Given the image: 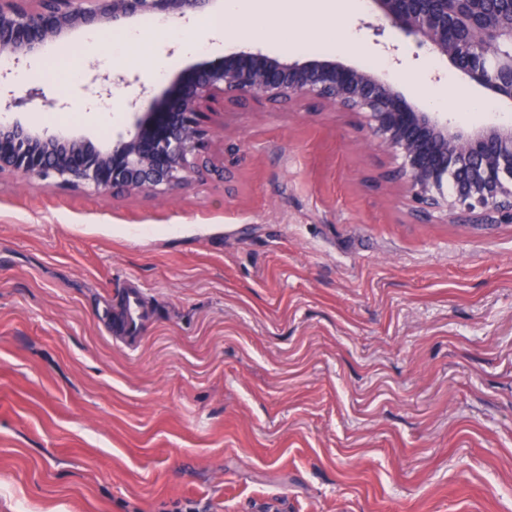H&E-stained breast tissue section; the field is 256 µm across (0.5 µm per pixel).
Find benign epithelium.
I'll use <instances>...</instances> for the list:
<instances>
[{"instance_id": "1", "label": "benign epithelium", "mask_w": 512, "mask_h": 512, "mask_svg": "<svg viewBox=\"0 0 512 512\" xmlns=\"http://www.w3.org/2000/svg\"><path fill=\"white\" fill-rule=\"evenodd\" d=\"M211 0H0V50L13 68L0 71V175L20 173L49 187L164 196L193 175L226 170L209 154L206 116L227 102L276 105L318 100L360 118L397 163L404 196L422 223H512V120L469 128L411 105L395 79L334 60L290 62L259 50L215 56L177 77L163 95L142 85L130 101V122L96 146L90 139L26 126L14 111L45 98L32 86L11 88L45 42L73 30L101 29L135 17L187 18ZM376 34L397 29L422 52L436 53L469 81L512 103V0L508 11L482 21L489 0H373ZM98 97L130 84L123 74L95 76Z\"/></svg>"}]
</instances>
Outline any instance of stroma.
<instances>
[{
	"label": "stroma",
	"instance_id": "stroma-1",
	"mask_svg": "<svg viewBox=\"0 0 512 512\" xmlns=\"http://www.w3.org/2000/svg\"><path fill=\"white\" fill-rule=\"evenodd\" d=\"M340 4L290 61L383 72ZM171 64L207 60L135 18ZM356 30L357 42L347 33ZM45 45L17 118L102 140L90 77L148 56ZM398 89L463 125L512 105L403 51ZM486 101V112L464 106ZM215 164L164 198L0 176V512H512V224L417 222L386 153L316 102L211 118ZM141 340L111 320L128 280Z\"/></svg>",
	"mask_w": 512,
	"mask_h": 512
}]
</instances>
